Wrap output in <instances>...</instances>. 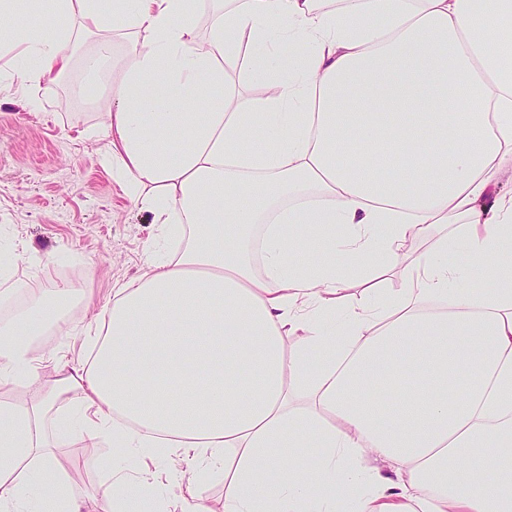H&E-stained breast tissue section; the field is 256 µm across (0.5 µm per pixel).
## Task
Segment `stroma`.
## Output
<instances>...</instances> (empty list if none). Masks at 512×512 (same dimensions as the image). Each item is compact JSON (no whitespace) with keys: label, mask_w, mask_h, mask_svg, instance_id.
<instances>
[{"label":"stroma","mask_w":512,"mask_h":512,"mask_svg":"<svg viewBox=\"0 0 512 512\" xmlns=\"http://www.w3.org/2000/svg\"><path fill=\"white\" fill-rule=\"evenodd\" d=\"M97 48L96 36L82 35L68 48V84L24 90L6 77L10 55L0 56V244L25 248L7 287L70 283L92 289L100 305L144 273L155 226L113 180L106 142L92 134L111 81L103 76L95 90L88 84L84 60ZM113 453L78 441L56 451L77 491L87 493L101 492Z\"/></svg>","instance_id":"stroma-1"}]
</instances>
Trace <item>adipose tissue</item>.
<instances>
[{
	"label": "adipose tissue",
	"instance_id": "adipose-tissue-1",
	"mask_svg": "<svg viewBox=\"0 0 512 512\" xmlns=\"http://www.w3.org/2000/svg\"><path fill=\"white\" fill-rule=\"evenodd\" d=\"M27 2L20 22L0 0L21 85L100 34L85 66L117 77L95 133L157 232L88 322L93 357L33 348L91 290L0 291V379L22 391L0 403V512H209L218 475L224 512H512V0H211L203 36L198 0H54L48 27ZM117 31L143 43L116 62ZM241 59L264 96L227 84ZM456 250L490 288H464ZM73 395L79 432L45 429ZM76 437L120 450L101 493L58 462ZM211 512H224V479H216L200 488Z\"/></svg>",
	"mask_w": 512,
	"mask_h": 512
}]
</instances>
